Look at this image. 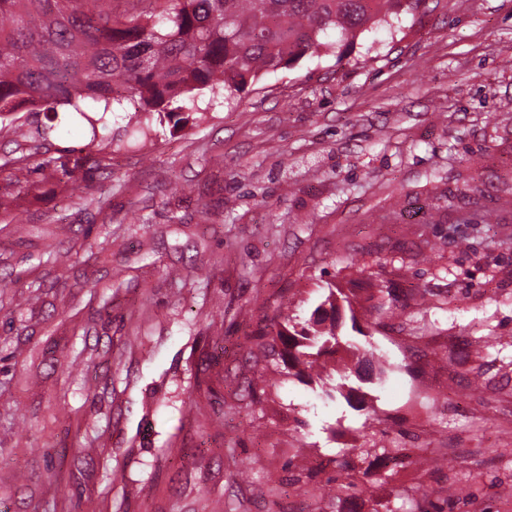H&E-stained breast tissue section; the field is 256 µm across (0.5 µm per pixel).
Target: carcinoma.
<instances>
[{
	"label": "carcinoma",
	"instance_id": "cac0c4a2",
	"mask_svg": "<svg viewBox=\"0 0 512 512\" xmlns=\"http://www.w3.org/2000/svg\"><path fill=\"white\" fill-rule=\"evenodd\" d=\"M426 0H138L115 12L112 0H0V120L17 112L81 110L101 103L102 114L140 112L168 119L190 109L207 90L230 100L265 74L294 67L333 45L328 31L350 45L374 25L418 10ZM350 303L330 284L317 306ZM284 346L288 369L334 377L335 389L352 396L347 366L328 368L322 357L359 347L336 327L285 323L269 332ZM339 488L355 469L345 454L336 461ZM436 491L421 495L418 512H444Z\"/></svg>",
	"mask_w": 512,
	"mask_h": 512
}]
</instances>
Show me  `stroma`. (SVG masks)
<instances>
[{
    "label": "stroma",
    "instance_id": "35a3bbf8",
    "mask_svg": "<svg viewBox=\"0 0 512 512\" xmlns=\"http://www.w3.org/2000/svg\"><path fill=\"white\" fill-rule=\"evenodd\" d=\"M187 115L60 109L33 161L69 175L0 211V512H394L464 467L454 512H512V0H427ZM329 281L371 336L359 411L264 346Z\"/></svg>",
    "mask_w": 512,
    "mask_h": 512
}]
</instances>
